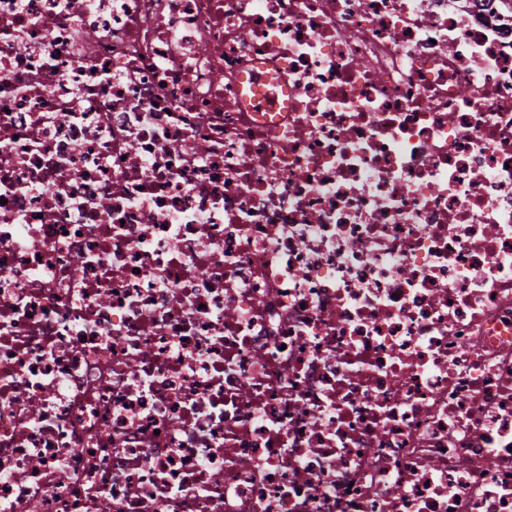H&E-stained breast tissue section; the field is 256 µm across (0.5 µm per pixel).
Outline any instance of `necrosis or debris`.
Wrapping results in <instances>:
<instances>
[{
  "mask_svg": "<svg viewBox=\"0 0 512 512\" xmlns=\"http://www.w3.org/2000/svg\"><path fill=\"white\" fill-rule=\"evenodd\" d=\"M0 512H512V0H0Z\"/></svg>",
  "mask_w": 512,
  "mask_h": 512,
  "instance_id": "1",
  "label": "necrosis or debris"
}]
</instances>
